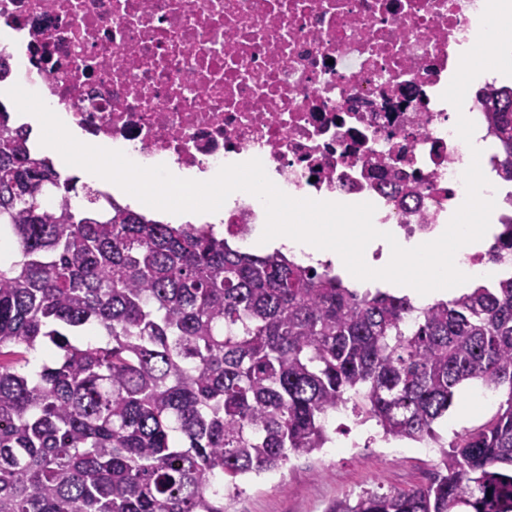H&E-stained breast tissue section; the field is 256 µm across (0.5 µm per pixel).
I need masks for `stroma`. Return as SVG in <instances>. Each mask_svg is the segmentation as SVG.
Segmentation results:
<instances>
[{"instance_id": "35a3bbf8", "label": "stroma", "mask_w": 512, "mask_h": 512, "mask_svg": "<svg viewBox=\"0 0 512 512\" xmlns=\"http://www.w3.org/2000/svg\"><path fill=\"white\" fill-rule=\"evenodd\" d=\"M461 400L474 405L468 417L451 407L436 425L439 442L374 440L375 422L356 423L351 412L332 414V441L316 453L291 458L281 470L242 480L232 512H326L336 499L356 498L363 490L408 489L425 483L440 458L438 444H450L456 434L487 422L497 407L486 404L480 386L466 385Z\"/></svg>"}]
</instances>
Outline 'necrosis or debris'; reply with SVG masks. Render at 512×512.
<instances>
[{
	"instance_id": "necrosis-or-debris-1",
	"label": "necrosis or debris",
	"mask_w": 512,
	"mask_h": 512,
	"mask_svg": "<svg viewBox=\"0 0 512 512\" xmlns=\"http://www.w3.org/2000/svg\"><path fill=\"white\" fill-rule=\"evenodd\" d=\"M485 0H0V55L37 71L70 131L133 162L218 172L260 159L286 194L373 203L374 223L434 236L464 201L467 144L442 100ZM256 197L224 210L247 245ZM495 244L471 270L512 272Z\"/></svg>"
}]
</instances>
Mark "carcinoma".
I'll list each match as a JSON object with an SVG mask.
<instances>
[{"instance_id": "carcinoma-1", "label": "carcinoma", "mask_w": 512, "mask_h": 512, "mask_svg": "<svg viewBox=\"0 0 512 512\" xmlns=\"http://www.w3.org/2000/svg\"><path fill=\"white\" fill-rule=\"evenodd\" d=\"M479 104L512 182V87ZM77 182L0 103V512H229L323 448L329 412L434 439L472 382L505 399L429 482L327 512H512V276L417 307Z\"/></svg>"}]
</instances>
